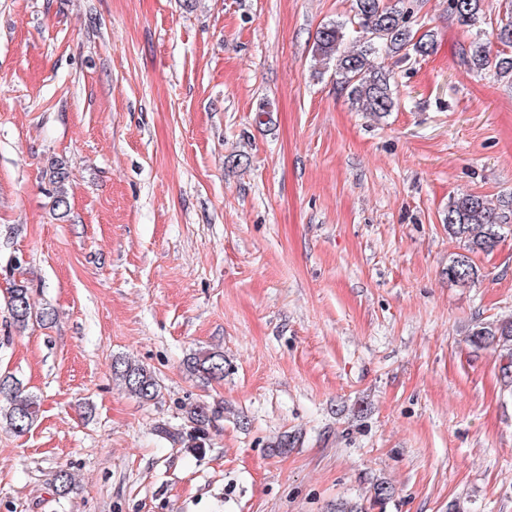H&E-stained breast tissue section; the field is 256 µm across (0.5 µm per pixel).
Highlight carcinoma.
Instances as JSON below:
<instances>
[{
    "label": "carcinoma",
    "mask_w": 512,
    "mask_h": 512,
    "mask_svg": "<svg viewBox=\"0 0 512 512\" xmlns=\"http://www.w3.org/2000/svg\"><path fill=\"white\" fill-rule=\"evenodd\" d=\"M483 0H448V8L458 22L467 27L476 25L483 14ZM415 13L414 0H354L350 24L359 29L361 39L352 48H346V25L329 22L317 31L313 51L334 71L336 84L347 95L351 107L358 112H368L381 117L397 106L390 83V64L400 63L410 54L425 56L434 47L430 35L416 36L412 27ZM501 45L512 48V15L500 20L492 32ZM468 63L481 69L494 63V74L512 83V54L504 53L496 59L490 57V42L478 38L469 46ZM448 235L462 243L464 252L448 264V281L466 286L478 281V269L471 254L490 253L500 243L504 227L512 224V202L495 209L480 195L466 194L448 202ZM9 306L13 319L20 328L35 320L52 319L48 309L34 310L29 289L17 284L11 290ZM470 341L498 351L506 361L504 376L512 367V320L483 323L473 328ZM187 370L206 379L224 377V354L209 351L192 354L186 362ZM114 379L126 391L139 399L150 402L160 395V385L153 373L144 366L124 358L112 365ZM0 397L7 407L3 418L17 434L27 432L38 416L39 400L23 394L18 383L10 376H0ZM220 417V409L204 404L191 406L188 421L196 435L191 438L190 450L204 452V434L207 426Z\"/></svg>",
    "instance_id": "cac0c4a2"
}]
</instances>
